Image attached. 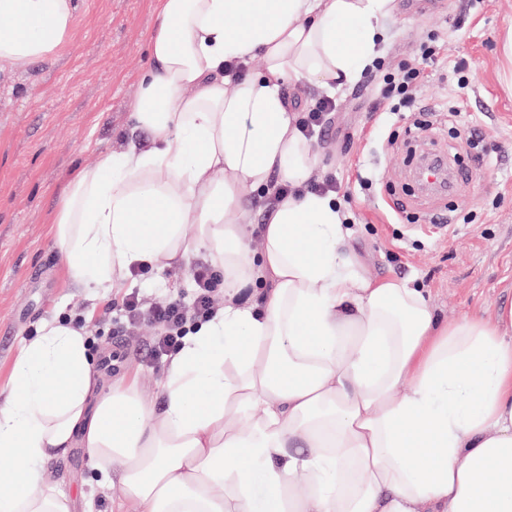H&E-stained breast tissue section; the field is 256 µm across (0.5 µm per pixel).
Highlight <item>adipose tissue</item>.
I'll return each mask as SVG.
<instances>
[{
  "label": "adipose tissue",
  "instance_id": "adipose-tissue-1",
  "mask_svg": "<svg viewBox=\"0 0 512 512\" xmlns=\"http://www.w3.org/2000/svg\"><path fill=\"white\" fill-rule=\"evenodd\" d=\"M393 8L156 0L134 104L155 145L78 171L51 232L92 291L206 251L224 307L172 357L159 409L101 385L81 330L45 324L0 398V512H72L41 467L77 442L139 512H512V304L440 321L421 289L362 274L335 198L305 189L315 162L285 88L355 82ZM76 10L0 0V60L54 57ZM283 181L296 192L252 249L251 203Z\"/></svg>",
  "mask_w": 512,
  "mask_h": 512
}]
</instances>
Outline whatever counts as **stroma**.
Listing matches in <instances>:
<instances>
[{"mask_svg":"<svg viewBox=\"0 0 512 512\" xmlns=\"http://www.w3.org/2000/svg\"><path fill=\"white\" fill-rule=\"evenodd\" d=\"M77 4L72 40L60 55L25 65L0 61V389L43 322L78 318L104 383L126 375L149 393L162 374L146 350L153 330L143 325L115 335L122 298L134 290L155 302L191 296L188 264L130 274L120 287L93 294L73 283L49 228L77 170L103 152L153 146L136 125L133 105L150 63L155 0ZM384 26L385 68L424 70L417 98L382 126L369 109L375 90L365 80L334 91L316 82L290 91L303 105L329 94L338 104L333 133L312 145L314 176H333L348 191V247L366 276L409 281L448 322L493 319L512 303V65L502 54L512 0H446L442 8L432 0H395ZM433 34L440 53L426 65L419 47ZM422 119L432 121L433 131L404 146L406 128ZM464 123L481 129L483 143L471 146L458 135ZM424 152L459 165L452 197L424 193L413 182L412 167ZM362 165L380 172L377 191L356 186ZM439 213L453 221L444 237L423 228ZM44 474L71 498L74 512H137L98 482L87 449H67Z\"/></svg>","mask_w":512,"mask_h":512,"instance_id":"stroma-1","label":"stroma"}]
</instances>
